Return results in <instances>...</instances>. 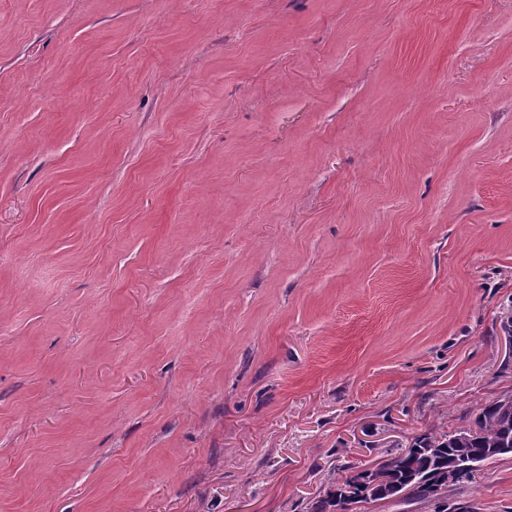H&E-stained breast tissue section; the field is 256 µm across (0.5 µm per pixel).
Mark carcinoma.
Masks as SVG:
<instances>
[{"label": "carcinoma", "instance_id": "carcinoma-1", "mask_svg": "<svg viewBox=\"0 0 512 512\" xmlns=\"http://www.w3.org/2000/svg\"><path fill=\"white\" fill-rule=\"evenodd\" d=\"M512 454V394L481 403L473 426L453 435L433 430L416 436L408 448L386 460L384 469L360 470L336 483V489L318 500L312 512L349 510L354 504L387 500L421 504L438 512L437 503L471 483L460 471L498 456Z\"/></svg>", "mask_w": 512, "mask_h": 512}]
</instances>
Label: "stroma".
<instances>
[{"label":"stroma","mask_w":512,"mask_h":512,"mask_svg":"<svg viewBox=\"0 0 512 512\" xmlns=\"http://www.w3.org/2000/svg\"><path fill=\"white\" fill-rule=\"evenodd\" d=\"M510 311L512 0H0V512H309Z\"/></svg>","instance_id":"1"}]
</instances>
